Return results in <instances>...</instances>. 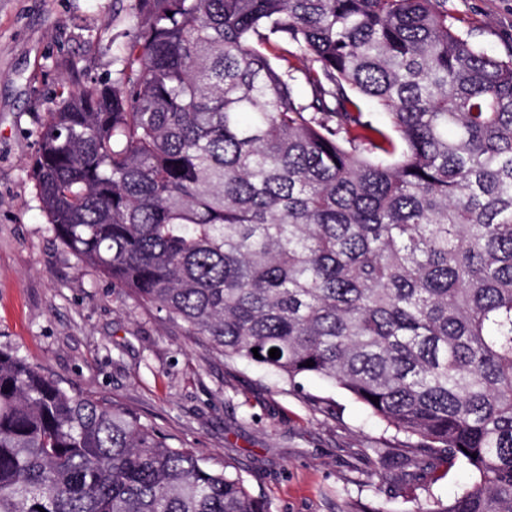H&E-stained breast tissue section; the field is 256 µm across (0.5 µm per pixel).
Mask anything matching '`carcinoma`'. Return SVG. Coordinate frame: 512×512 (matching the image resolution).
<instances>
[{"instance_id":"obj_1","label":"carcinoma","mask_w":512,"mask_h":512,"mask_svg":"<svg viewBox=\"0 0 512 512\" xmlns=\"http://www.w3.org/2000/svg\"><path fill=\"white\" fill-rule=\"evenodd\" d=\"M129 17L118 80L61 76L36 130L55 239L224 360L343 389L416 469L466 465L414 512H512V60L448 0ZM41 508L269 512L232 462L0 346V512ZM469 482V472L456 466L449 471L445 478L433 484L430 492L434 497L448 501L453 499Z\"/></svg>"}]
</instances>
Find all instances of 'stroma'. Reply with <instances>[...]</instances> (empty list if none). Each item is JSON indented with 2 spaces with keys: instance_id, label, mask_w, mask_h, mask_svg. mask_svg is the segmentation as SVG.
Listing matches in <instances>:
<instances>
[{
  "instance_id": "1",
  "label": "stroma",
  "mask_w": 512,
  "mask_h": 512,
  "mask_svg": "<svg viewBox=\"0 0 512 512\" xmlns=\"http://www.w3.org/2000/svg\"><path fill=\"white\" fill-rule=\"evenodd\" d=\"M448 22L512 59V0H448ZM129 0H0V345L76 393L104 395L215 465L236 462L271 512H414L470 481L452 468L430 490L385 452L391 435L340 389L276 383L224 362L53 238L28 164L35 131L76 79L117 77Z\"/></svg>"
}]
</instances>
